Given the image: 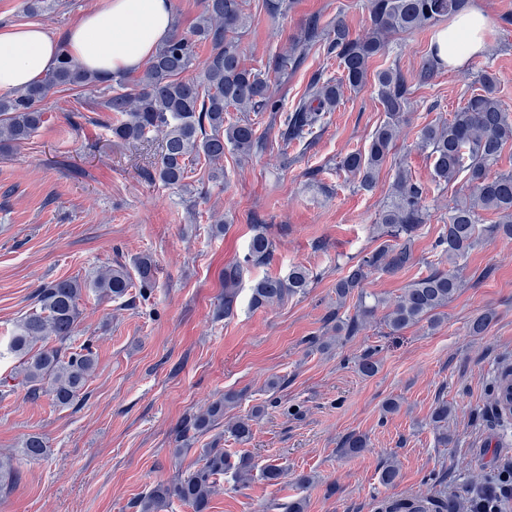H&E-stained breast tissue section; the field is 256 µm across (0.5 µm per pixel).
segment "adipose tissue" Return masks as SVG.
I'll use <instances>...</instances> for the list:
<instances>
[{
    "label": "adipose tissue",
    "instance_id": "1",
    "mask_svg": "<svg viewBox=\"0 0 512 512\" xmlns=\"http://www.w3.org/2000/svg\"><path fill=\"white\" fill-rule=\"evenodd\" d=\"M171 0H100L64 40L38 25L0 26V92L41 83L59 53L105 76L140 69L174 29ZM488 24L479 11L463 12L436 42L441 63L459 67L484 51Z\"/></svg>",
    "mask_w": 512,
    "mask_h": 512
}]
</instances>
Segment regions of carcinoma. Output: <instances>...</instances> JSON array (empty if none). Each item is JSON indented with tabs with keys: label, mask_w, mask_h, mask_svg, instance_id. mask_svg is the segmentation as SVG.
<instances>
[{
	"label": "carcinoma",
	"mask_w": 512,
	"mask_h": 512,
	"mask_svg": "<svg viewBox=\"0 0 512 512\" xmlns=\"http://www.w3.org/2000/svg\"><path fill=\"white\" fill-rule=\"evenodd\" d=\"M467 7L468 0H368L369 26L364 33L352 35L339 16L326 27L314 17L290 53H275L269 56L265 69L254 70L242 64L240 52V39L251 17L248 0H202L201 14L191 32L173 31L132 84L121 74L108 77L86 71L62 53L42 83L0 94V151L25 143L43 126L46 102L53 89H88L98 93L103 98V108L112 113V136L143 142L152 133L162 135L154 179L188 191V179L200 163L211 166V179L217 181L224 175L219 162L225 152L247 160L264 150V138L252 120H232L224 114L230 108L257 114L280 111L269 74H285L300 64L302 58L297 49L307 50L323 43L327 56L338 62L341 77L318 75L295 111L283 113L281 137L287 142H301L323 127L343 89L359 91L365 87L370 61L390 52L391 34L423 30ZM202 46L209 48L204 58L199 55ZM497 82L495 74L482 72L479 88L471 92L451 119L427 124L420 130L419 144L433 159L434 178L448 184L462 175L466 193L448 208V224L436 243L442 257L448 259V269H434L409 283L388 305L384 323L392 334L423 321L436 327L442 319L440 309L447 307L464 286L461 270L470 251L484 239L512 238V172L496 169L504 147L512 144V113L497 96ZM374 89L386 121L373 133L366 152H350L340 160L341 169L357 178L365 190L376 186L379 172L414 107L411 86L397 69L377 72ZM481 211L495 213L498 221L478 223ZM426 218L423 189L401 165L390 199L376 221L391 242L365 254L336 280L338 305L357 296L353 316L344 319L336 312L328 318L336 322V335H355L361 321L374 316L385 304L383 298L366 292L364 283L372 271L394 275L411 264L412 241ZM252 228L254 234L243 261L224 268V296L215 309L218 318L234 317L244 266L265 263L274 251L266 225L254 224ZM134 267L140 292L152 290L153 261L138 257ZM312 281L313 273L303 265L291 267L284 277L266 276L251 287V307L258 309L287 296L304 294ZM131 287L130 273L120 265L102 267L89 281L59 278L36 290L38 309L19 321L9 343L11 353L20 359L30 398L47 395L59 407L80 401L97 363L89 342L74 345L82 292L91 288L99 296L115 300L124 298ZM356 368L361 375L372 377L379 364L369 352L357 359ZM241 399L240 393H225L204 412L184 418L179 434L189 440L210 431L224 419L226 408ZM494 405L501 418H512V368L499 375ZM452 413L453 406L444 400L431 413L437 441L443 446L450 441L448 419ZM226 431L237 442L248 443L252 437L251 417L232 421ZM342 448L347 454H360L367 448V439L351 433L343 440ZM46 451L42 437L34 434L22 443L21 455L36 459ZM254 468L255 462L246 452L233 460L222 448H203L196 470L170 484L154 487L135 508L137 512H161L176 499L192 512H209L218 477L224 471L232 470L236 477L245 479ZM16 475L13 457H0V485L12 484ZM388 512H457V504L438 500L431 505L427 500L416 499L394 503Z\"/></svg>",
	"instance_id": "carcinoma-1"
}]
</instances>
